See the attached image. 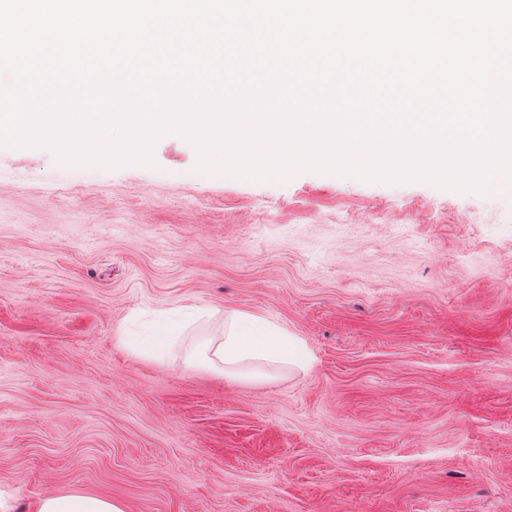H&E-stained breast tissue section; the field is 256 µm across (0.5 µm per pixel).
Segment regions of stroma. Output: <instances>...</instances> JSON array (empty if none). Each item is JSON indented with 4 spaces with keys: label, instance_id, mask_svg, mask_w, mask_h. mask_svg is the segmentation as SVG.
Instances as JSON below:
<instances>
[{
    "label": "stroma",
    "instance_id": "stroma-1",
    "mask_svg": "<svg viewBox=\"0 0 512 512\" xmlns=\"http://www.w3.org/2000/svg\"><path fill=\"white\" fill-rule=\"evenodd\" d=\"M0 146V490L125 512H512V190ZM311 355L193 365L232 312ZM171 357L138 352L163 317ZM36 512H124V507L112 497L75 493L66 497H45Z\"/></svg>",
    "mask_w": 512,
    "mask_h": 512
}]
</instances>
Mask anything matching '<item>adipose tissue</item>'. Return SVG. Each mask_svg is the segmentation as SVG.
<instances>
[{
	"label": "adipose tissue",
	"mask_w": 512,
	"mask_h": 512,
	"mask_svg": "<svg viewBox=\"0 0 512 512\" xmlns=\"http://www.w3.org/2000/svg\"><path fill=\"white\" fill-rule=\"evenodd\" d=\"M204 364L222 368L225 375L261 381L274 365L307 367L310 357L302 339L266 317L234 313L224 322L220 339H203ZM37 512H124L123 505L108 496L75 493L40 500Z\"/></svg>",
	"instance_id": "obj_1"
}]
</instances>
